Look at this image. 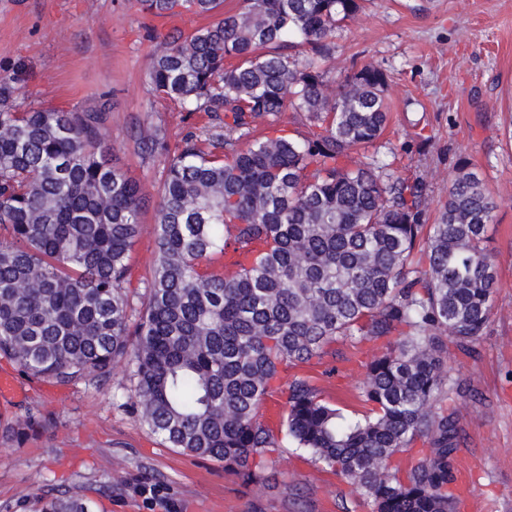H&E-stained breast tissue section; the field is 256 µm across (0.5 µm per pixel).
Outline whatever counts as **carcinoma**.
Listing matches in <instances>:
<instances>
[{"label": "carcinoma", "mask_w": 512, "mask_h": 512, "mask_svg": "<svg viewBox=\"0 0 512 512\" xmlns=\"http://www.w3.org/2000/svg\"><path fill=\"white\" fill-rule=\"evenodd\" d=\"M156 16L218 14L167 35L153 90L183 112H222L224 131L188 134L163 158L157 256L144 300L124 291L144 209L140 184L109 160L102 108L21 110L0 71V358L59 385L102 380L128 359L127 398L171 448L224 464L249 485L277 463L282 437L359 493L371 512H455L459 427L448 402L467 389L448 343L473 353L491 316L494 202L457 168L437 222L426 183L354 152L383 136L388 76L366 64L328 79L336 31L358 0H136ZM304 112L312 136L254 135L259 118ZM425 266L414 262L415 250ZM369 343L351 419L308 375L335 345ZM286 395L277 424L262 407ZM29 415L10 440L40 433ZM37 512H95L42 493Z\"/></svg>", "instance_id": "obj_1"}]
</instances>
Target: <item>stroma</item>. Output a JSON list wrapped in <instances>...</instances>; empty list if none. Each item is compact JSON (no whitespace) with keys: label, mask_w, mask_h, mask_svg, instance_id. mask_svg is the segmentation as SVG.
<instances>
[{"label":"stroma","mask_w":512,"mask_h":512,"mask_svg":"<svg viewBox=\"0 0 512 512\" xmlns=\"http://www.w3.org/2000/svg\"><path fill=\"white\" fill-rule=\"evenodd\" d=\"M208 17H153L130 0H0V70L18 76L25 104L106 106L117 166L137 180L146 209L125 291L140 306L156 258L154 217L163 161L141 153L139 134L176 145L224 123L223 113L183 112L156 94L148 64L168 33L188 35ZM332 77L363 65L387 69L390 124L379 155L427 185L434 223L459 165L483 178L495 202L488 225L497 285L487 333L448 364L470 384L455 404L453 464L470 476L456 512H512V0H367L336 32ZM341 373L318 378L326 400L361 410L368 345L344 343ZM18 390L0 398V419H50L40 436L0 440V512H33L36 494L59 489L97 502V512H370L362 498L311 455L285 443L268 481L244 487L222 463L194 458L152 435L131 408L126 360L110 379L61 387L0 359Z\"/></svg>","instance_id":"obj_1"}]
</instances>
